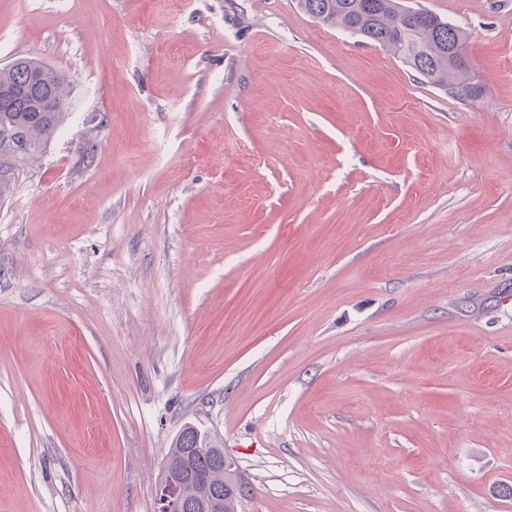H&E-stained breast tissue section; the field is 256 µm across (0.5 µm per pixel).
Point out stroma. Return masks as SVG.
Listing matches in <instances>:
<instances>
[{"instance_id": "obj_1", "label": "stroma", "mask_w": 512, "mask_h": 512, "mask_svg": "<svg viewBox=\"0 0 512 512\" xmlns=\"http://www.w3.org/2000/svg\"><path fill=\"white\" fill-rule=\"evenodd\" d=\"M455 97L298 0H0L70 84L0 199V512H512V0ZM181 448H194L193 464L196 470L206 477L203 484L192 483L184 491V512H199L200 500L210 496H223L230 489V495L240 499L246 488L238 477L237 472L231 486L230 473L224 468L233 464L224 458V450L220 448L207 434H202L193 426H186L173 442L170 448L171 462L178 465L182 462ZM181 465V464H180ZM226 489V491H225ZM168 462L167 458L156 487L157 512H182V475L168 469Z\"/></svg>"}]
</instances>
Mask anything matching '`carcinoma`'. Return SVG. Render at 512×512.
Instances as JSON below:
<instances>
[{
  "label": "carcinoma",
  "instance_id": "carcinoma-1",
  "mask_svg": "<svg viewBox=\"0 0 512 512\" xmlns=\"http://www.w3.org/2000/svg\"><path fill=\"white\" fill-rule=\"evenodd\" d=\"M310 17L385 47L427 82L459 96L467 79L463 62L451 55L464 47L465 33L424 9L404 7L399 0H299ZM66 77L43 62L18 57L0 69V198L8 194L11 175L57 135L64 109L42 112L39 103L54 99L66 105ZM194 449L193 464L206 477L184 491V512H199L200 500L226 494L230 474L224 471V450L193 426L185 427L170 448L171 462H182L181 449Z\"/></svg>",
  "mask_w": 512,
  "mask_h": 512
}]
</instances>
